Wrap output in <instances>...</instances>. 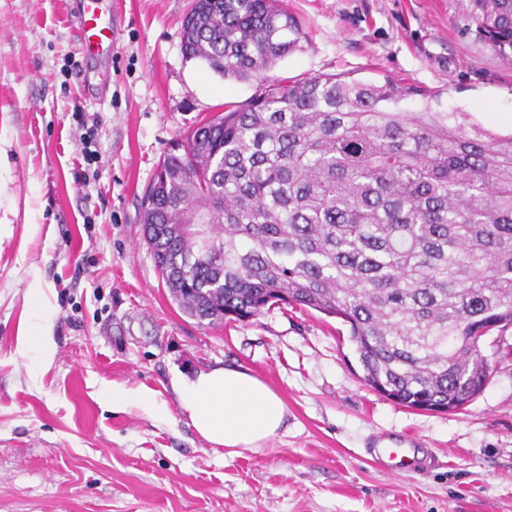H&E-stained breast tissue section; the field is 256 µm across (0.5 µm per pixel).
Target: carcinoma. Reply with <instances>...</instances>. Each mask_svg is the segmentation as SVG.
<instances>
[{"label":"carcinoma","mask_w":512,"mask_h":512,"mask_svg":"<svg viewBox=\"0 0 512 512\" xmlns=\"http://www.w3.org/2000/svg\"><path fill=\"white\" fill-rule=\"evenodd\" d=\"M472 4L476 36L511 60L512 0ZM304 37L282 0H194L184 53L258 90L163 158L144 240L199 323L334 316L378 394L460 410L488 373L473 337L512 326V131L390 78L270 75Z\"/></svg>","instance_id":"cac0c4a2"}]
</instances>
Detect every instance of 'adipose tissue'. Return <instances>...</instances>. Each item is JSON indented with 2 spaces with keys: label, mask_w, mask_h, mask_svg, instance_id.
<instances>
[{
  "label": "adipose tissue",
  "mask_w": 512,
  "mask_h": 512,
  "mask_svg": "<svg viewBox=\"0 0 512 512\" xmlns=\"http://www.w3.org/2000/svg\"><path fill=\"white\" fill-rule=\"evenodd\" d=\"M30 307L36 325L20 327L23 347L40 359L51 353L41 289H34ZM179 405L196 433L212 447L232 452L260 451L277 438L287 417L281 397L257 377L239 369L215 368L183 381Z\"/></svg>",
  "instance_id": "1"
}]
</instances>
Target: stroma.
Returning <instances> with one entry per match:
<instances>
[{
    "mask_svg": "<svg viewBox=\"0 0 512 512\" xmlns=\"http://www.w3.org/2000/svg\"><path fill=\"white\" fill-rule=\"evenodd\" d=\"M284 2L305 36L274 76L402 80L512 129V63L476 38L471 0ZM192 3L102 0L115 36L94 61L74 0H0V512H512V327L482 342L483 392L427 412L365 384L341 319L288 307L207 326L171 298L142 236L146 189L202 119L257 90L185 56ZM36 288L46 363L18 334ZM219 367L283 399L270 450H215L192 428L176 383ZM105 385L151 390L168 413L112 410ZM376 433L422 441L427 468L375 466Z\"/></svg>",
    "mask_w": 512,
    "mask_h": 512,
    "instance_id": "stroma-1",
    "label": "stroma"
}]
</instances>
